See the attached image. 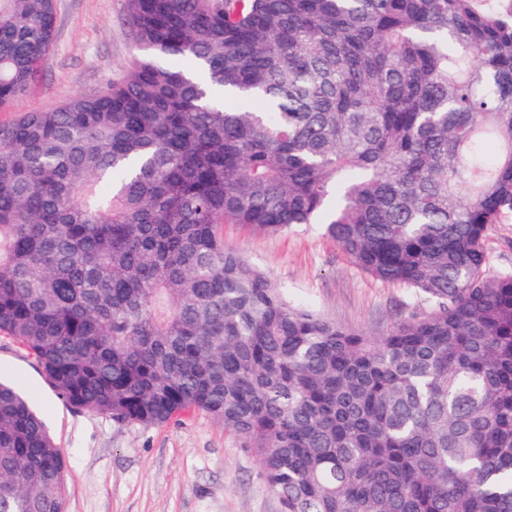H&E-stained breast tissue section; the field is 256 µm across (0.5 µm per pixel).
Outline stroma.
I'll list each match as a JSON object with an SVG mask.
<instances>
[{
    "label": "stroma",
    "instance_id": "obj_1",
    "mask_svg": "<svg viewBox=\"0 0 512 512\" xmlns=\"http://www.w3.org/2000/svg\"><path fill=\"white\" fill-rule=\"evenodd\" d=\"M134 51L125 0H57L54 52L28 93L0 110V123L120 81ZM224 242L289 302L375 339L395 322L432 308L424 297L360 270L320 224L274 235L228 224ZM485 247L492 270L512 271V215L491 226ZM0 378L30 400L63 450L64 512H279L257 457L207 414L147 428L75 411L36 360L3 335Z\"/></svg>",
    "mask_w": 512,
    "mask_h": 512
}]
</instances>
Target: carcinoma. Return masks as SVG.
<instances>
[{
	"label": "carcinoma",
	"mask_w": 512,
	"mask_h": 512,
	"mask_svg": "<svg viewBox=\"0 0 512 512\" xmlns=\"http://www.w3.org/2000/svg\"><path fill=\"white\" fill-rule=\"evenodd\" d=\"M126 8L122 81L0 125V334L77 411L220 421L280 512H512V272L484 248L512 213V0ZM56 20L0 0V110ZM226 224H323L434 307L379 340L344 329ZM65 470L0 381V512H63Z\"/></svg>",
	"instance_id": "1"
}]
</instances>
